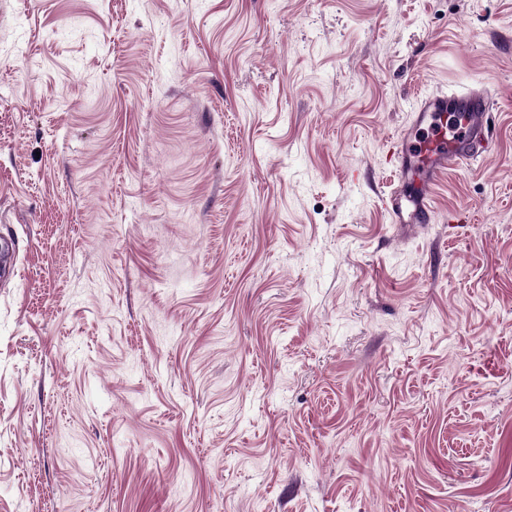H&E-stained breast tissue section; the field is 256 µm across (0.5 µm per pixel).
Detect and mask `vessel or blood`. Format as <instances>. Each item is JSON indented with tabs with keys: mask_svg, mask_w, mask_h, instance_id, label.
Returning a JSON list of instances; mask_svg holds the SVG:
<instances>
[{
	"mask_svg": "<svg viewBox=\"0 0 512 512\" xmlns=\"http://www.w3.org/2000/svg\"><path fill=\"white\" fill-rule=\"evenodd\" d=\"M490 108V98L474 91L437 90L415 102L408 127L392 142L399 177L383 200L392 223H431L440 181L488 147Z\"/></svg>",
	"mask_w": 512,
	"mask_h": 512,
	"instance_id": "1",
	"label": "vessel or blood"
}]
</instances>
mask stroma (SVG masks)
Here are the masks:
<instances>
[{
  "label": "stroma",
  "instance_id": "1",
  "mask_svg": "<svg viewBox=\"0 0 512 512\" xmlns=\"http://www.w3.org/2000/svg\"><path fill=\"white\" fill-rule=\"evenodd\" d=\"M2 238L0 512H512V0H0ZM490 108V98L474 91L437 90L415 102L408 127L391 142L399 177L383 203L392 223H431L440 181L473 163L488 147ZM448 115L455 121L449 137Z\"/></svg>",
  "mask_w": 512,
  "mask_h": 512
}]
</instances>
